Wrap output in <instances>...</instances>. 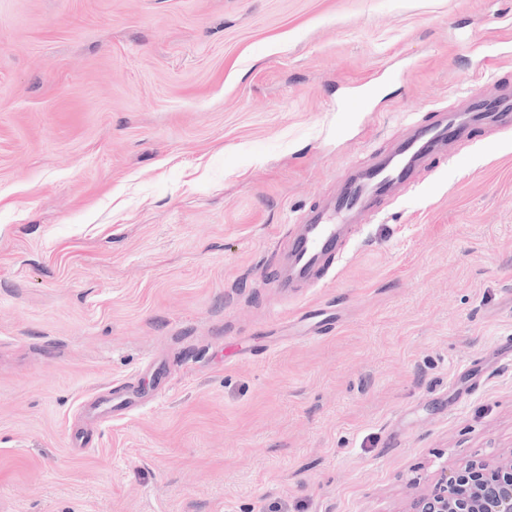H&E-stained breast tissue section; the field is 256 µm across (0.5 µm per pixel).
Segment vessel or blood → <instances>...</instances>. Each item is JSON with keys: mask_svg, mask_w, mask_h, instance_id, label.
<instances>
[{"mask_svg": "<svg viewBox=\"0 0 512 512\" xmlns=\"http://www.w3.org/2000/svg\"><path fill=\"white\" fill-rule=\"evenodd\" d=\"M483 85V75H476L462 108L440 109L434 122L412 125L389 151L376 155L365 169L341 180L331 197L310 207L288 242L290 264L280 288H291L296 282H318L353 225L365 216L378 214L382 204L413 181L430 157L446 153L475 126L511 124L512 94L491 97Z\"/></svg>", "mask_w": 512, "mask_h": 512, "instance_id": "vessel-or-blood-1", "label": "vessel or blood"}]
</instances>
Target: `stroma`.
Masks as SVG:
<instances>
[{
    "mask_svg": "<svg viewBox=\"0 0 512 512\" xmlns=\"http://www.w3.org/2000/svg\"><path fill=\"white\" fill-rule=\"evenodd\" d=\"M491 28L512 0H0V512H406L512 453V128L277 286L350 166L484 56L512 91Z\"/></svg>",
    "mask_w": 512,
    "mask_h": 512,
    "instance_id": "35a3bbf8",
    "label": "stroma"
}]
</instances>
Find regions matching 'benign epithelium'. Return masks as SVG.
<instances>
[{"instance_id": "obj_1", "label": "benign epithelium", "mask_w": 512, "mask_h": 512, "mask_svg": "<svg viewBox=\"0 0 512 512\" xmlns=\"http://www.w3.org/2000/svg\"><path fill=\"white\" fill-rule=\"evenodd\" d=\"M406 512H512V453L443 471L430 490L411 499Z\"/></svg>"}]
</instances>
